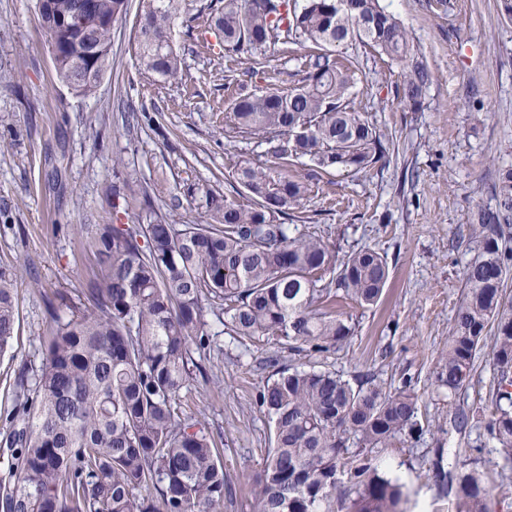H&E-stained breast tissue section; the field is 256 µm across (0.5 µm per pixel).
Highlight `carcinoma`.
Returning a JSON list of instances; mask_svg holds the SVG:
<instances>
[{"label":"carcinoma","instance_id":"cac0c4a2","mask_svg":"<svg viewBox=\"0 0 512 512\" xmlns=\"http://www.w3.org/2000/svg\"><path fill=\"white\" fill-rule=\"evenodd\" d=\"M84 0H53L71 16ZM184 0H145L137 25L145 71L176 80L182 58L172 40ZM128 0H95L82 13L83 40L60 31L51 44L60 79L76 63L105 72L111 17ZM224 51L237 58L294 45L302 77L288 93L240 94L224 113L228 132L259 137L270 164L237 167L250 203L211 197V222L178 228L165 216L136 231L97 225V274L88 302L43 340L33 375L19 372L7 448L19 473L0 496L3 512H214L224 505L223 449L177 405L202 361L224 354L208 332L215 316L241 343L260 336L293 354H322L354 334L336 303L376 305L389 278L387 256L363 248L335 261L315 231L292 234L286 220L309 187L344 169L363 172L387 154L382 135L355 106L359 62L339 48L358 43L398 63L402 99L421 104L432 74L399 19L381 0H220L211 17ZM305 162L306 172L290 167ZM495 204L474 214L477 254L436 374L453 399L470 382L495 329L490 356L495 408L477 423L512 467V166L498 169ZM144 242H139V238ZM16 307L0 270V354L10 348ZM256 396L273 423L269 448L250 488L252 512H406L404 484L373 463L399 435L420 433L411 381L385 390L369 376L272 362ZM458 512H493L481 475L461 463L448 473Z\"/></svg>","mask_w":512,"mask_h":512}]
</instances>
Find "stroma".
I'll list each match as a JSON object with an SVG mask.
<instances>
[{
  "label": "stroma",
  "mask_w": 512,
  "mask_h": 512,
  "mask_svg": "<svg viewBox=\"0 0 512 512\" xmlns=\"http://www.w3.org/2000/svg\"><path fill=\"white\" fill-rule=\"evenodd\" d=\"M212 0H186L173 38L182 77L142 71L137 61L140 0L112 28L109 66L95 93L76 95L58 77L36 0H0V269L16 292L12 347L0 355V441L10 431L15 380L38 368L54 318L85 303L96 271L94 227H137L168 215L174 224L209 221L210 196L247 203L228 175L262 163L267 144L230 137L224 114L237 93L298 82L296 51L276 47L239 61L225 54L210 22ZM408 30L432 81L418 111L397 93L401 70L361 46L357 106L384 134L385 163L338 171L315 185L293 219L315 230L337 258L370 247L388 256L381 302H348L355 331L326 354H303L345 378L369 372L384 388L411 379L421 438L397 437L375 450L378 467L399 477L409 512H455L442 481L455 458L482 472L496 512H512V469L475 425L455 417L490 408L493 372L481 355L456 398L435 373L459 305L463 274L477 251L469 217L492 204L499 166L512 164V21L503 0H382ZM224 354L205 362L181 399L224 450L231 485L223 512H250L249 481L259 472L271 423L256 394L271 376L268 359H291L272 337L241 346L219 338Z\"/></svg>",
  "instance_id": "1"
}]
</instances>
